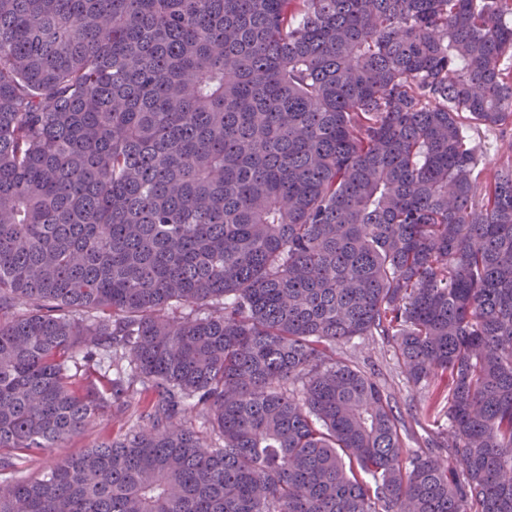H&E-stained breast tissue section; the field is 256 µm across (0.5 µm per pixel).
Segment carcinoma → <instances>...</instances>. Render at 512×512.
<instances>
[{
  "instance_id": "obj_1",
  "label": "carcinoma",
  "mask_w": 512,
  "mask_h": 512,
  "mask_svg": "<svg viewBox=\"0 0 512 512\" xmlns=\"http://www.w3.org/2000/svg\"><path fill=\"white\" fill-rule=\"evenodd\" d=\"M508 122L512 0H0V471L156 398L0 512H512ZM472 135L474 142L486 159L487 166L490 167L499 162L501 157V154L497 153L499 145L503 140L511 139L512 124L498 129L475 128ZM336 357L350 359L366 371L380 372L391 393V405L397 418L404 423V445L410 450L424 447L427 432L434 418L446 423V392L434 387L419 388L408 383L397 365L393 349L380 337H356L336 345Z\"/></svg>"
}]
</instances>
